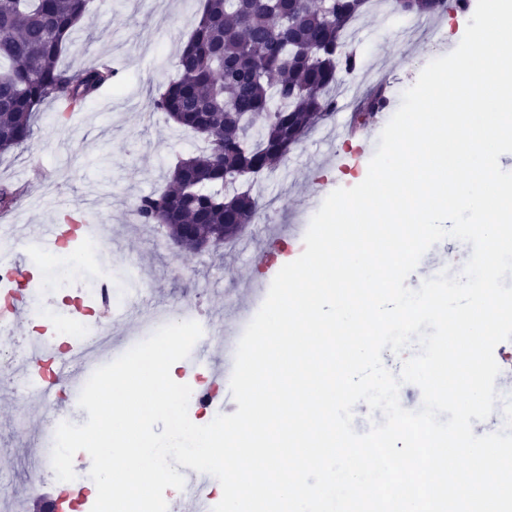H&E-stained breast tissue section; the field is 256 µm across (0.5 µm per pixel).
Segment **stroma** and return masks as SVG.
Returning a JSON list of instances; mask_svg holds the SVG:
<instances>
[{
  "mask_svg": "<svg viewBox=\"0 0 512 512\" xmlns=\"http://www.w3.org/2000/svg\"><path fill=\"white\" fill-rule=\"evenodd\" d=\"M200 9L199 0H142L136 8L129 0H114L108 8L101 0H90L82 39L63 53L60 63L74 70L107 65L115 79L66 119L57 101H45L30 143L0 156V184L23 189L1 221L50 224L57 218V202L65 200L73 213L102 225L109 237L108 248L89 260L82 278L109 273L113 287L133 296L131 305L112 312L117 357L159 316L178 318L188 308L216 331L236 325V307L250 300L251 284L270 286L277 273L270 261L256 260L252 252L264 234L263 223L250 225L240 243L223 253H185L175 248L164 228L139 223L134 212L140 197L163 190L177 157L201 143L165 114L151 111L152 99L175 75V55ZM468 21V15L449 9L438 19L447 28L440 42L398 40L408 18L387 11L370 12L350 27V46L359 54L361 72L345 83L339 97L342 110L333 122L307 134L284 167L256 181L263 199L272 202V223L291 225L286 241H303V226L343 186V172L369 164L403 92L430 61L457 47ZM373 72L383 75L391 102L353 120L350 104L368 90ZM350 121L357 124L354 136L343 137L335 157L321 156L331 126ZM324 169L334 171V178H319ZM15 382L12 372L0 371V512H41V496L55 497L56 484H41L36 498L26 492L38 464L33 450L42 442L39 422L49 406L18 392Z\"/></svg>",
  "mask_w": 512,
  "mask_h": 512,
  "instance_id": "35a3bbf8",
  "label": "stroma"
}]
</instances>
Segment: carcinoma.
Masks as SVG:
<instances>
[{"instance_id": "carcinoma-1", "label": "carcinoma", "mask_w": 512, "mask_h": 512, "mask_svg": "<svg viewBox=\"0 0 512 512\" xmlns=\"http://www.w3.org/2000/svg\"><path fill=\"white\" fill-rule=\"evenodd\" d=\"M376 0H203L195 27L176 56L177 77L153 101L205 146L180 157L168 186L136 203L141 224L177 233L197 225L214 251L237 241L263 209L252 175L272 172L291 147L336 112L337 74H351L352 22ZM393 13L436 16L448 0H415ZM87 0H0V154L29 142L40 106H74L112 81L100 66L70 70L59 60L76 33ZM387 99L375 86L357 111Z\"/></svg>"}]
</instances>
